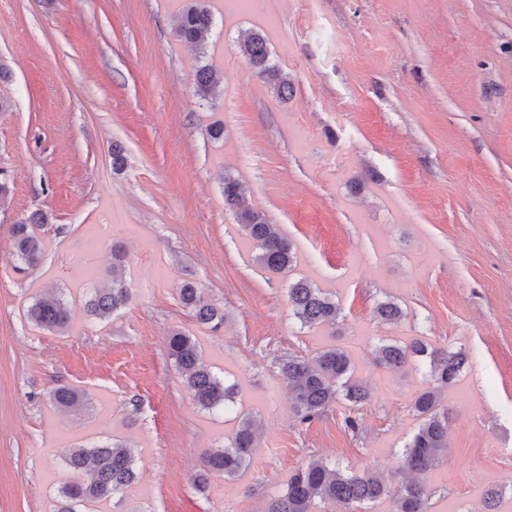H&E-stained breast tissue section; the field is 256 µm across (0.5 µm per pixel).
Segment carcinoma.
<instances>
[{"mask_svg": "<svg viewBox=\"0 0 512 512\" xmlns=\"http://www.w3.org/2000/svg\"><path fill=\"white\" fill-rule=\"evenodd\" d=\"M213 24L214 15L208 0H189L179 16L177 36L186 43L201 45ZM240 52L250 68L272 86L277 97L288 98L290 81L273 63L269 42L262 32H251L240 44ZM195 77L200 99L209 101L218 95L221 75L211 64L199 65ZM224 205L234 211L243 232L260 249L256 261L263 269L280 273L292 266L295 252L291 242L280 236L264 214L248 203L239 181L230 174L224 176ZM46 223L48 216L38 212L13 224V250L20 262L18 271L24 272L40 264L45 249L40 227ZM124 267L125 253L116 248L112 253V287L90 293L85 302L88 316L103 321L130 302L132 295L123 279ZM180 299L199 324L224 323V312L203 301L192 284L186 283L180 288ZM288 303L294 317L307 327L334 325L340 314L330 294L304 279L291 283ZM375 311L380 321L390 324L403 317L401 307L390 299L379 302ZM27 316L37 327L48 331H62L70 321L68 306L60 296L33 297ZM168 356L183 375L185 387L200 409L208 412L229 409L235 399V386L226 384L203 362L198 343L192 336L182 331L173 332L168 338ZM413 356L428 357L431 367V383L414 400V409L422 416V423L400 457V468L414 478L402 483L392 494L381 479L368 472H349L336 463L313 457L288 477L283 493L271 499L264 512H316L326 503L339 505L342 512H356L363 504L388 495L392 496L391 512H428L431 493L422 477L436 466L448 448V411L442 406L443 394L459 377L466 356L460 350H430L419 342L404 346L385 343L374 350L376 363L392 370L404 367ZM280 369L288 379L293 409L302 421L322 414L341 401L359 407L372 397L370 386L352 376L351 358L340 347L318 352L312 365L290 355L281 359ZM80 397L78 389L67 385L50 393L51 402L57 408L71 407ZM257 431L252 416H241L228 442L205 453L202 469L195 477L198 489H204L213 475L226 479L239 476L249 466L257 447ZM67 465L78 474V479L61 486L57 512H79L77 507L82 504L100 505L110 501L126 493L137 479L130 451L118 442L76 447L71 450Z\"/></svg>", "mask_w": 512, "mask_h": 512, "instance_id": "carcinoma-1", "label": "carcinoma"}]
</instances>
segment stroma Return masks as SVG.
<instances>
[{"label":"stroma","instance_id":"stroma-1","mask_svg":"<svg viewBox=\"0 0 512 512\" xmlns=\"http://www.w3.org/2000/svg\"><path fill=\"white\" fill-rule=\"evenodd\" d=\"M186 2L0 0V512H50L73 477L70 450L110 439L135 449L139 481L109 512H262L313 456L397 488L430 367L416 357L391 371L373 350L415 338L468 357L445 392L432 512H477L490 488L512 501V0H260L215 9L201 50L175 32ZM253 29L293 85L288 100L240 53ZM203 61L223 78L212 102L195 94ZM228 174L292 241L290 271L257 264L224 206ZM36 211L49 217L46 251L26 274L11 228ZM116 245L132 300L94 321L85 296L110 283ZM300 279L335 294V325L294 317ZM187 282L224 310L220 329L183 306ZM51 288L71 310L63 334L26 317ZM389 298L399 323L375 316ZM175 330L197 337L259 423L246 473L203 491L201 456L235 424L193 402L167 353ZM332 346L373 398L300 421L279 361ZM60 385L82 403L56 410Z\"/></svg>","mask_w":512,"mask_h":512}]
</instances>
